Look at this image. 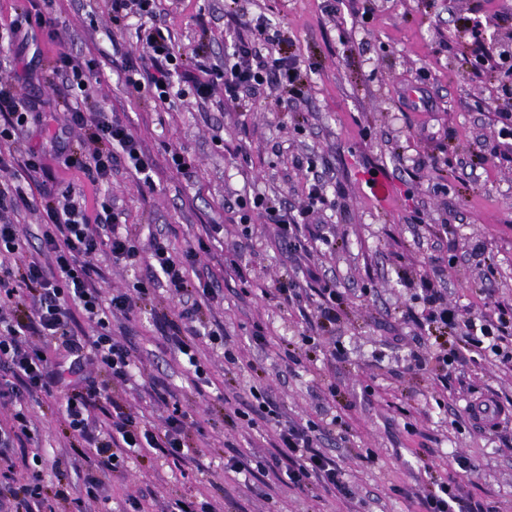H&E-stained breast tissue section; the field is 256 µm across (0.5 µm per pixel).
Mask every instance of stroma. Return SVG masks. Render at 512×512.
Segmentation results:
<instances>
[{
    "label": "stroma",
    "mask_w": 512,
    "mask_h": 512,
    "mask_svg": "<svg viewBox=\"0 0 512 512\" xmlns=\"http://www.w3.org/2000/svg\"><path fill=\"white\" fill-rule=\"evenodd\" d=\"M225 0H163L164 18L181 46L208 43L223 58L230 42ZM506 0H344L336 17L326 0H246L251 16H265L288 35L293 50L311 64L304 98L296 110L284 109L277 96L219 108L216 102L188 107L132 98L112 55L113 42L140 53L137 25L113 26L107 0H54L61 23L55 36L40 35L36 46L16 50L0 46V79L13 76V58L31 62L35 77L20 83V94L36 99L24 146L43 149V163L60 187L74 186L86 195L96 187L81 170L65 168L50 140L64 122L62 99L53 88L59 78L54 59L60 46L98 60V101L127 113L143 149L156 168L154 192L141 194L134 172L112 174L109 194L118 220L140 242L160 233L173 251L205 239L199 259L221 279L223 300L211 305L205 320L220 325L227 347L242 351L253 369L224 368V348H207L204 362L210 383L191 386L153 315L172 312L175 301L161 296L150 311L131 322L138 348L136 380L165 381L183 409L200 421L203 436L193 438L194 462L175 467L158 454L130 459L124 474H107L109 512H126L128 496L151 488L158 496L205 498L220 512H409L402 493L415 484L416 448H431L430 464L438 475H459L448 465L451 453L479 459L481 473L465 477L478 500L512 512V462L504 461L477 425L464 413L471 396L512 398V371L488 361L468 366L459 395L435 398L432 380L406 372L414 343L413 328L401 318L412 303L408 280L425 257L413 240L407 219L422 208L431 235L447 234L449 302L460 310L485 303H512V167L477 162L482 145L512 144L487 102L501 95L499 76L470 73L469 39L461 29L465 17L501 12ZM207 27H200L199 18ZM184 149L192 159V176L171 169L165 150ZM444 161L443 173L415 168L419 159ZM391 173V191L377 202L366 184L368 166ZM328 169L323 217L336 240L328 248L304 239L295 257L282 249L274 225L252 216V247L243 249L238 268H229L221 245L232 242L239 218L237 196L304 198L310 169ZM224 227L223 242L206 236L209 225ZM483 241L495 272L483 276L470 251ZM318 263L323 274L347 295L342 330L321 336L316 363L293 364L285 357L301 349L308 323L281 298L264 295L282 275L302 281V267ZM265 335L256 345L255 330ZM342 358L332 359V349ZM340 389L336 408L345 426L336 453L356 492L354 500L337 498L323 488L300 492L288 488L265 496L262 477L225 473L232 449L267 455L270 423L254 429L232 425L225 409L250 401V386L272 388L285 419H317V394L329 383ZM32 444L41 450L46 478L98 473L96 462L79 461L81 439L66 436L59 404L49 399L31 407ZM371 452L363 460L362 452ZM79 461L72 469L71 461Z\"/></svg>",
    "instance_id": "35a3bbf8"
}]
</instances>
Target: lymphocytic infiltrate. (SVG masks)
Segmentation results:
<instances>
[{
	"label": "lymphocytic infiltrate",
	"instance_id": "1",
	"mask_svg": "<svg viewBox=\"0 0 512 512\" xmlns=\"http://www.w3.org/2000/svg\"><path fill=\"white\" fill-rule=\"evenodd\" d=\"M7 28L8 42L37 39L40 32L53 30L55 20L41 9L39 0ZM112 21L121 24L139 18L138 41L142 52L132 57L121 45L125 84L137 96L164 102L170 98L195 101L218 99L220 106L238 104L264 93L300 94L308 77L301 60L289 52L280 30L265 19H257L248 34H236L223 61H211L204 47L186 51L175 44L170 29L161 23V0H109ZM481 20H472L467 31L475 70L493 73L512 61L507 51L488 42ZM98 63L68 51H58L55 71L68 98L66 132H80L89 148L67 156L91 175L94 184L111 182L113 170L134 169L141 192L155 189L154 163L147 157L131 128L116 112L104 109L94 97L92 77ZM30 105L13 86L0 82V405L13 406L9 425L0 427V489H8L14 512H92L93 505L107 503L103 479L88 474L78 482L47 484L42 471L30 470L24 483H16L11 453L16 442L30 432L29 402L38 396L64 400V421L70 432L81 438L103 469L117 471L129 456L146 449L160 450L173 461L193 458L197 450L189 439L199 430L198 421L183 410L175 394L159 379H151L147 391L154 401L169 407L161 427L141 422L114 395L115 388L131 384L137 346L128 323L141 312L158 290L178 299L174 318H161L157 327L172 349L192 368L193 383L207 379L195 341L205 336L214 344L224 341L223 329L206 328L203 310L221 299L222 288L212 274L196 270L198 252L187 246L174 255L163 235H151L140 246L132 233L118 224L111 199L88 200L82 190L66 187L56 191L46 183L34 190L21 185L14 164L22 152L20 136L29 123ZM326 182L314 175L307 186V202L286 207L281 199L262 195L236 199L240 212L242 240L250 239L252 211L264 214L277 227V236L289 252L300 246L298 232L308 227L324 200ZM41 213L44 222L36 251H29L28 236L16 221L20 209ZM106 255L115 264L143 265L144 273L131 288L114 290L103 299L98 286L100 269L94 260ZM309 288L296 282H277L275 291L284 303L299 310H312L321 331L333 332L341 321L344 296L331 280L311 274ZM418 307L408 308L406 317L420 330L414 336L408 369L434 375L442 392L451 393L462 369L476 357L512 363V306L494 303L492 310L462 316L448 303V290L437 258L424 261L416 274ZM90 324L88 335L70 334L68 325L75 313ZM123 315L126 323L113 328L112 319ZM62 338L65 353L51 361L42 341ZM248 410L230 412V419L249 420L260 415L277 420L274 453L250 461L242 452L229 456L225 470L233 473L258 468L288 486L305 490L318 485L343 497L354 492L335 456L320 443L330 428L309 420L281 421V406L270 388L252 390ZM108 403L106 419L95 413ZM469 419L497 438L501 453L512 457V399L473 401L465 408ZM462 477L435 479L430 464H423L430 480L423 490L407 492L417 512H495L494 507L474 499L467 491L465 476L478 473L476 460L459 455L454 459Z\"/></svg>",
	"mask_w": 512,
	"mask_h": 512
}]
</instances>
